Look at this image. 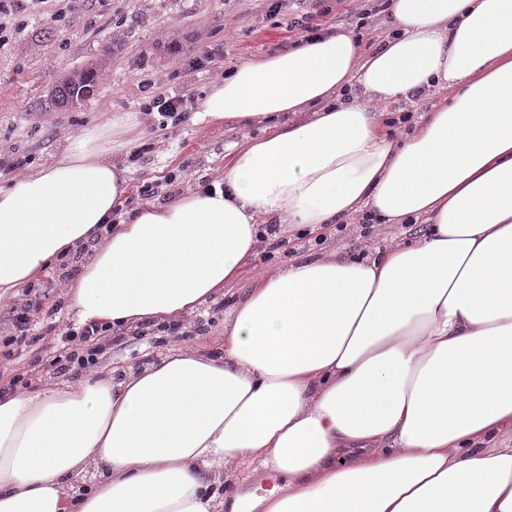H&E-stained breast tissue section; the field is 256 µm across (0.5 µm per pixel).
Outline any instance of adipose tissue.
I'll return each mask as SVG.
<instances>
[{
    "instance_id": "1",
    "label": "adipose tissue",
    "mask_w": 512,
    "mask_h": 512,
    "mask_svg": "<svg viewBox=\"0 0 512 512\" xmlns=\"http://www.w3.org/2000/svg\"><path fill=\"white\" fill-rule=\"evenodd\" d=\"M371 51L336 31L248 60L202 123L290 113L211 190L128 213L97 132L0 187V300L88 241L67 290L83 323L193 313L233 287L258 223L369 209L424 232L356 259L331 250L259 274L218 352L0 394V512H512V0H390ZM447 95L400 139L369 102ZM232 466L242 493L212 492ZM98 480L74 496L87 471ZM265 472L282 484L257 494Z\"/></svg>"
}]
</instances>
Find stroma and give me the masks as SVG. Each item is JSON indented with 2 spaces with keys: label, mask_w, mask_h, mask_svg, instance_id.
<instances>
[{
  "label": "stroma",
  "mask_w": 512,
  "mask_h": 512,
  "mask_svg": "<svg viewBox=\"0 0 512 512\" xmlns=\"http://www.w3.org/2000/svg\"><path fill=\"white\" fill-rule=\"evenodd\" d=\"M0 5L12 12L0 33V159L22 163L17 171L0 168V187L52 165L72 141L106 126L108 154L131 179L121 203L125 211L204 189L220 178L235 145L288 123L285 115L241 130L197 123L194 114L212 85L236 64L296 48L309 25L352 33L367 48L392 31L387 0H49L43 10L31 0ZM207 54L221 60L220 70L195 67V59ZM92 67L105 75L95 95L75 109L56 106L53 92L65 75ZM188 89L195 98L185 122L163 129L158 114L144 109L157 93ZM416 232V225L375 224L360 213L320 240L285 228L278 247L260 243L244 280L332 248L361 257L366 247L382 248ZM91 254L74 249L36 278L33 334L24 344L10 338L14 305L25 295L0 300V387L16 375L32 389L75 378V371L59 370L53 360L59 330L75 321L67 287ZM228 308L219 296L181 318L175 330L165 323L113 330L96 366L139 367L179 348L215 345Z\"/></svg>",
  "instance_id": "stroma-1"
}]
</instances>
